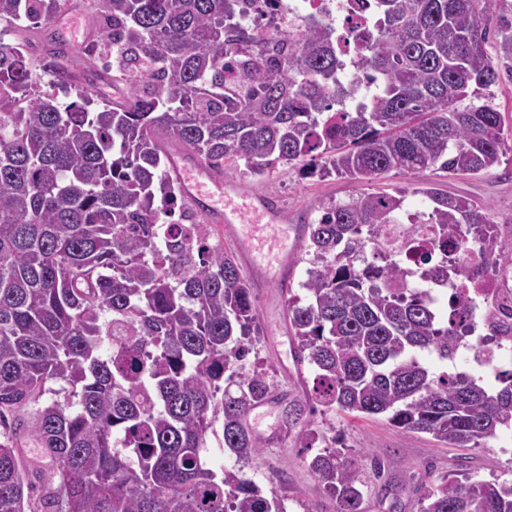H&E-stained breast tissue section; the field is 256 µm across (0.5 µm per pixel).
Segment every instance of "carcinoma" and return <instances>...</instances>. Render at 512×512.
Here are the masks:
<instances>
[{
  "instance_id": "cac0c4a2",
  "label": "carcinoma",
  "mask_w": 512,
  "mask_h": 512,
  "mask_svg": "<svg viewBox=\"0 0 512 512\" xmlns=\"http://www.w3.org/2000/svg\"><path fill=\"white\" fill-rule=\"evenodd\" d=\"M244 0H93L100 45L130 94L92 107L36 91L29 27L58 0H0V512H286L246 468L266 442L247 424L271 399L269 369L250 361L260 336L253 288L233 255L210 241L184 258L191 225L159 208L175 140L217 173L242 160L262 174L311 157L302 175L371 182L397 170L414 187L322 201L307 225L300 284L288 299L292 341L314 370L303 397L281 395L288 428L310 449L311 417L383 415L450 448H479L512 430V372L499 385L430 371L421 354L455 357L470 272L512 266L488 209L435 187L427 173L479 174L506 151L503 113L463 101L512 81L505 0H376L380 30L362 71L377 90L334 114L343 66L332 31L309 21L272 59L234 57ZM495 40L502 65L486 44ZM237 70L226 77L229 68ZM427 200L410 212L408 194ZM435 225L416 253L419 277L459 274L454 312L439 322L428 290L410 287L396 242ZM58 384L54 389L50 384ZM47 393L63 396L41 403ZM28 411L52 460L41 491L19 466L9 418ZM223 422L237 468L206 460ZM332 445L303 461L334 512H363L360 479ZM418 512H512V481L441 478Z\"/></svg>"
}]
</instances>
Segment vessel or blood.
Here are the masks:
<instances>
[{
  "label": "vessel or blood",
  "instance_id": "1",
  "mask_svg": "<svg viewBox=\"0 0 512 512\" xmlns=\"http://www.w3.org/2000/svg\"><path fill=\"white\" fill-rule=\"evenodd\" d=\"M169 163L189 203L210 222L218 224L225 238L236 243L248 274L260 282L289 288L288 270L298 251V239L281 245L276 264L271 267L260 255L257 236L247 230L249 221L255 218L264 221L267 227L288 232V212L281 203L254 194L243 183L216 175L203 160L188 161L174 153Z\"/></svg>",
  "mask_w": 512,
  "mask_h": 512
}]
</instances>
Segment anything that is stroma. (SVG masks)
I'll return each instance as SVG.
<instances>
[{"mask_svg": "<svg viewBox=\"0 0 512 512\" xmlns=\"http://www.w3.org/2000/svg\"><path fill=\"white\" fill-rule=\"evenodd\" d=\"M60 3L68 7L78 24L74 27L64 21L40 24L32 33L38 56L49 55L58 41L72 42L73 48L63 63L73 74L75 86L106 102L123 98L127 93L125 85L101 79L103 62L89 61L83 52L87 42L99 41L105 27L91 0H60ZM224 175L254 191L277 197L289 214L299 217L304 225L318 218L315 202L346 201L364 192L390 193L410 182L408 176L395 171L370 182L340 176L306 178L300 167L293 164L276 166L259 176L244 163L234 161L225 162ZM429 179L458 196L487 203L502 234L512 233V152L502 157L497 167L477 177L451 178L439 171L430 174ZM254 296L260 324L258 359L269 367L278 391L301 392V382L310 378L311 370L294 357L287 298L271 283L255 288ZM250 424L269 444L252 459L248 475L259 485L281 494L287 512H305L306 506L312 503L327 510L331 508L322 486L302 461L300 438L280 433L278 410L251 418ZM315 426L325 437L343 436L349 455L361 471L365 512H417L416 486L437 483L451 472H466L478 480H512V442L507 440L490 439L481 448H448L428 434L401 431L384 416H355L340 411L317 416ZM374 455L399 459L400 465L388 481L373 477L370 458Z\"/></svg>", "mask_w": 512, "mask_h": 512, "instance_id": "obj_1", "label": "stroma"}]
</instances>
